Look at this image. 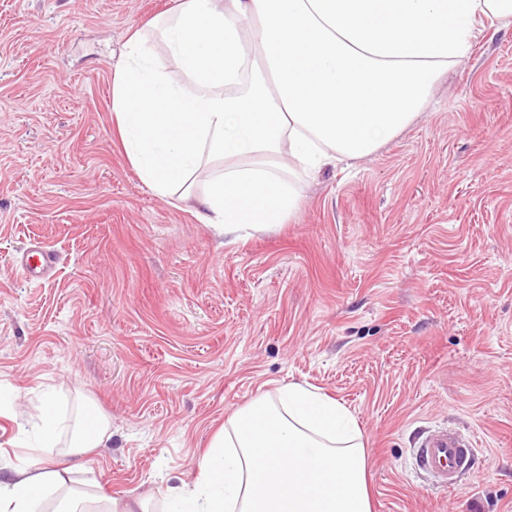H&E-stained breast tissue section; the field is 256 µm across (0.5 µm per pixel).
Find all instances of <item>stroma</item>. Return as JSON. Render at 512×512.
Masks as SVG:
<instances>
[{"label": "stroma", "mask_w": 512, "mask_h": 512, "mask_svg": "<svg viewBox=\"0 0 512 512\" xmlns=\"http://www.w3.org/2000/svg\"><path fill=\"white\" fill-rule=\"evenodd\" d=\"M174 0H0V451L52 389L112 421L70 488L165 512L226 416L309 383L357 416L373 512H512V25H483L430 109L308 179L283 228L225 243L156 196L112 120L128 36ZM56 251L30 283L14 260ZM474 437L454 491L419 436ZM57 265L54 252L40 244H30L16 260V273L29 281H40L52 275Z\"/></svg>", "instance_id": "35a3bbf8"}]
</instances>
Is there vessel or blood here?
<instances>
[{
  "instance_id": "vessel-or-blood-1",
  "label": "vessel or blood",
  "mask_w": 512,
  "mask_h": 512,
  "mask_svg": "<svg viewBox=\"0 0 512 512\" xmlns=\"http://www.w3.org/2000/svg\"><path fill=\"white\" fill-rule=\"evenodd\" d=\"M56 265L54 252L33 244L21 252L15 268L20 277L40 281L50 277ZM474 455L469 439L441 430L422 438L415 450V465L432 479L436 487L451 490L458 476L471 466Z\"/></svg>"
}]
</instances>
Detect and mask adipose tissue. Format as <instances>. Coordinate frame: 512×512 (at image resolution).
Segmentation results:
<instances>
[{"instance_id": "obj_1", "label": "adipose tissue", "mask_w": 512, "mask_h": 512, "mask_svg": "<svg viewBox=\"0 0 512 512\" xmlns=\"http://www.w3.org/2000/svg\"><path fill=\"white\" fill-rule=\"evenodd\" d=\"M486 20L511 22L512 0H177L128 37L112 118L142 182L234 243L288 223L305 178L371 155L427 111ZM38 411L32 454L0 479V512H39L50 496L52 512H87L66 476L112 423L86 412L63 461L47 463L61 424L52 392ZM368 469L350 410L288 383L227 418L169 512H372Z\"/></svg>"}]
</instances>
